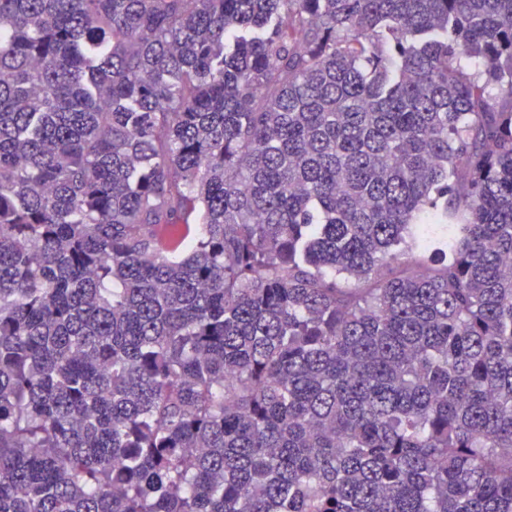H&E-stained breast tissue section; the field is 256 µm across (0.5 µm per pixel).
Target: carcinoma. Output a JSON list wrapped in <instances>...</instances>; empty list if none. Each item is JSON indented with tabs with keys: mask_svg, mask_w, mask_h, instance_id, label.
<instances>
[{
	"mask_svg": "<svg viewBox=\"0 0 512 512\" xmlns=\"http://www.w3.org/2000/svg\"><path fill=\"white\" fill-rule=\"evenodd\" d=\"M0 512H512V0H0Z\"/></svg>",
	"mask_w": 512,
	"mask_h": 512,
	"instance_id": "obj_1",
	"label": "carcinoma"
}]
</instances>
